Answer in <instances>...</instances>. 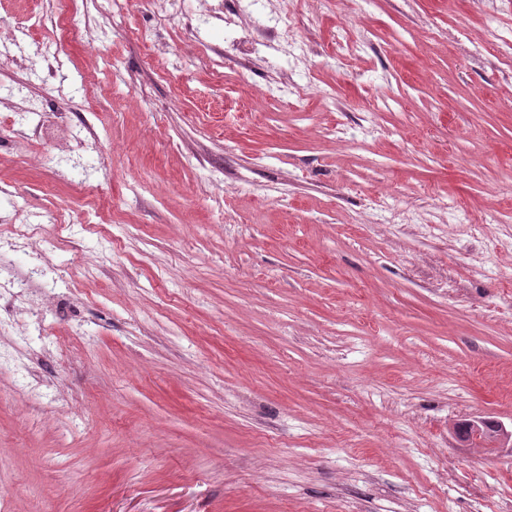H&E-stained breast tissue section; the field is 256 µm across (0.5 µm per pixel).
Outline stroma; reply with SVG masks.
Returning <instances> with one entry per match:
<instances>
[{
	"label": "stroma",
	"mask_w": 512,
	"mask_h": 512,
	"mask_svg": "<svg viewBox=\"0 0 512 512\" xmlns=\"http://www.w3.org/2000/svg\"><path fill=\"white\" fill-rule=\"evenodd\" d=\"M165 6L0 0V236L69 308L0 328V512H512L452 434L512 423V0H305L247 70Z\"/></svg>",
	"instance_id": "1"
}]
</instances>
